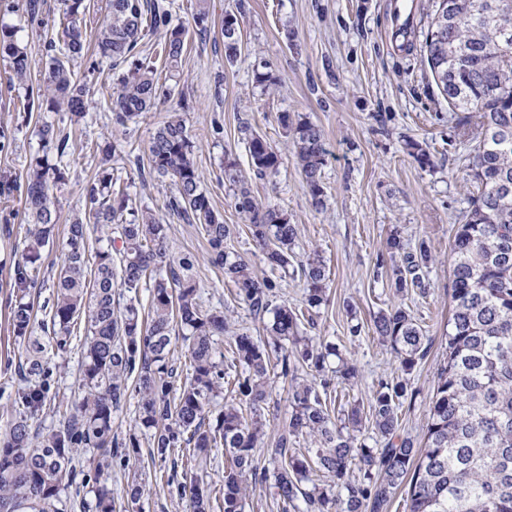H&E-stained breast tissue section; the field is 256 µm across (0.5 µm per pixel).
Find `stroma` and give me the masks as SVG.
<instances>
[{"instance_id": "1", "label": "stroma", "mask_w": 512, "mask_h": 512, "mask_svg": "<svg viewBox=\"0 0 512 512\" xmlns=\"http://www.w3.org/2000/svg\"><path fill=\"white\" fill-rule=\"evenodd\" d=\"M45 28H23L20 42L31 65L32 83L43 80L46 46L62 42L60 0H40ZM396 0H208L214 25L198 35L192 16L197 0H174V24L187 31L179 73L170 78L168 103L146 113L138 123L116 126L109 105L117 73L108 61L88 71L84 60L72 67L86 81L89 109L81 124L70 126L69 177L55 190L54 204L61 220L83 205V191L99 170L102 149L119 139L124 160L113 163L112 175L127 185L138 205L150 208L168 228L174 253L197 257L194 270L206 305L222 310L234 328L259 335L254 319L237 298L236 285L210 261V247L194 225L170 211L175 191L171 180L142 178L148 165V146L155 129L166 120L185 123L195 145L201 188L231 229L226 251L249 258L258 276L271 270L261 259L245 216L235 207V188L224 179L225 162H234L249 178L255 198L287 214L299 227L297 253H318L329 274V301L312 310L307 333L315 341L339 347L357 368V377L344 394L328 389L330 413L354 401L368 409L379 381H392L399 362L389 346L374 334L373 319L382 310L401 305L428 336L429 346L409 376L415 391L401 409V431L423 444L425 418L442 363L450 296L451 247L458 224L470 206L476 187L468 179L473 140L455 135L456 114L436 87L419 46L402 47L393 32ZM242 11L241 53L234 63L224 59L219 26L225 13ZM266 69L273 86L256 84V70ZM24 90L9 80L0 62V126L11 132L13 151L0 153V173L24 176L31 158L41 153L42 123L67 124L63 112L24 109ZM307 118L320 127L331 152L322 170L326 207L316 210L293 155L289 135L278 116ZM221 133H214L213 124ZM250 124L274 148L281 163L276 173L256 180L240 129ZM68 125V124H67ZM413 139L426 145L433 165L423 168L404 148ZM399 233L409 245L427 243L436 261L428 275L427 294L411 288L396 292L389 266L380 262L386 240ZM20 221L0 223V429L12 416L6 397L11 389L10 364L18 362L22 347L13 334L9 269L22 250ZM359 335H351L352 323ZM290 382L277 378L265 406L266 435L257 448L260 464H267L264 447L272 443L288 420ZM139 480L143 485L142 512H184L171 496L159 465L148 448L140 450Z\"/></svg>"}]
</instances>
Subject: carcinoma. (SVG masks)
<instances>
[{"label": "carcinoma", "instance_id": "carcinoma-1", "mask_svg": "<svg viewBox=\"0 0 512 512\" xmlns=\"http://www.w3.org/2000/svg\"><path fill=\"white\" fill-rule=\"evenodd\" d=\"M433 0L427 36L421 46L433 80H441L448 107L463 113L458 128L477 120L479 141L470 176L477 184L464 223L458 225L451 250L452 310L446 357L430 400L424 444L417 448L401 434L399 410L413 396L407 375L427 353V337L402 306L378 313L374 333L399 358L402 376L379 382L369 419L384 439L382 448L360 441L363 417L352 404L331 417L320 390L331 381L347 386L357 376L354 364L338 358L336 348L322 347L307 334L296 311L276 304L280 282L257 277L251 261L224 250L230 229L200 189L194 142L180 120L165 122L150 141L149 173L174 182L168 206L196 226L211 248V262L239 287V296L256 318L272 315L265 335L230 329L222 311L204 306L193 275L194 254L174 255L166 225L135 204L127 188L112 179V160L123 146L114 141L103 150L106 168L84 188V206L67 224L64 262L52 275L42 269L43 248L54 241L59 216L53 190L68 180L67 165L30 161L25 177L0 175V200L19 196L25 204L21 257L9 271L8 288L14 335L26 343L15 368L18 387L11 397L14 414L0 434V512H60L65 487L92 485L93 498L83 512H116L112 468L127 469L149 436L151 458L171 464L168 488L187 491L179 481L175 449H192L203 462L222 448L224 512H246L249 487L273 478L280 500L294 512H382L397 490L406 494L407 512H512V0ZM62 45H49L43 90L37 109L65 112L72 124L86 115L88 88L74 78L71 63L84 56L82 21L86 0H61ZM40 0H17L15 11L30 26L43 25ZM242 12L227 13L221 25L224 58L232 63L241 50ZM171 4L144 0H108L97 23L95 44L100 59L122 68L110 112L118 126L135 123L143 113L169 101L172 89L142 56V27L163 35L168 68L178 67L185 29L172 24ZM195 28L211 30L206 0L193 16ZM14 26L0 25V58L9 62L12 82L29 87L28 55ZM292 136L300 173L312 205L326 206L322 169L327 162L321 129L306 118L278 116ZM254 175L275 173L280 154L260 134L242 129ZM44 151L68 156L69 135L52 124L40 129ZM405 149L422 168L433 166L430 152L417 142ZM224 176L237 187L235 206L249 222L253 239L272 269L298 267L306 284L307 308L328 301L326 265L317 254L297 259L298 227L278 209L252 195L236 165ZM106 236L94 260L88 258L91 230ZM394 286L402 292L428 288L435 258L422 242L410 248L397 234L387 241ZM53 288L47 339L35 333V297ZM150 288L149 320L140 317L139 292ZM127 296L116 302V291ZM83 324V355L78 397L71 405L56 402V368L52 358L67 353L73 328ZM181 328L189 353V370L172 361V335ZM229 334L238 401L219 404L224 392V334ZM308 369L321 377V388L297 380ZM291 377L288 425L266 449L273 469L255 457L263 442V406L275 377ZM138 397V431L124 438L112 432V414L125 402L129 382ZM56 423L35 424L47 407ZM314 447L301 450L296 439ZM319 471L330 479L320 484ZM187 512H209L203 479L191 481ZM303 502L299 507L297 502Z\"/></svg>", "mask_w": 512, "mask_h": 512}]
</instances>
